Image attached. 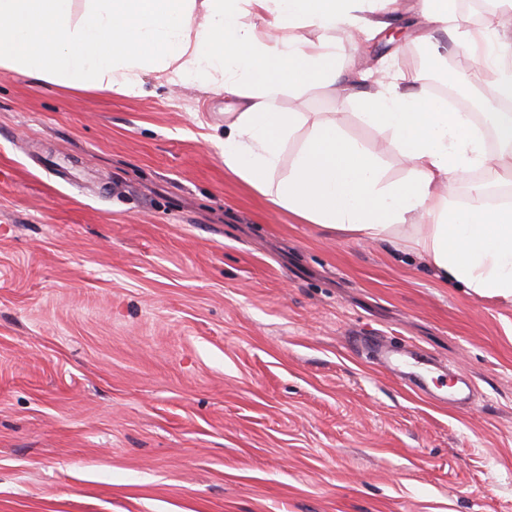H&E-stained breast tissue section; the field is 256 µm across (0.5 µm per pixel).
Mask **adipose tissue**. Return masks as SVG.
Masks as SVG:
<instances>
[{
	"label": "adipose tissue",
	"mask_w": 512,
	"mask_h": 512,
	"mask_svg": "<svg viewBox=\"0 0 512 512\" xmlns=\"http://www.w3.org/2000/svg\"><path fill=\"white\" fill-rule=\"evenodd\" d=\"M73 0H0V68L76 88L131 90L162 71L169 84L205 83L234 98L224 131V165L274 205L359 241L377 242L416 227L409 249L444 282L481 298L512 300V206L449 200L457 179L480 168L512 176V112L492 116L487 143L473 113L452 112L431 98L416 75L384 67L355 92L336 66L341 32L380 31L399 0H87L74 18ZM250 23H241L242 15ZM422 41L461 34L472 58L496 76L512 99V60L490 18L459 32L449 0H421ZM321 30L318 41L297 29ZM357 94L363 121L387 135L411 175L384 182L378 153L345 136L334 119L285 112L289 88ZM308 134L288 173L276 177L281 148L299 129Z\"/></svg>",
	"instance_id": "1"
}]
</instances>
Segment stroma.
Listing matches in <instances>:
<instances>
[{"label": "stroma", "mask_w": 512, "mask_h": 512, "mask_svg": "<svg viewBox=\"0 0 512 512\" xmlns=\"http://www.w3.org/2000/svg\"><path fill=\"white\" fill-rule=\"evenodd\" d=\"M418 7L337 66L404 72ZM224 105L0 69V512H512V302L270 204L224 166ZM279 105L381 149L357 98ZM476 186L512 199L478 169L454 202Z\"/></svg>", "instance_id": "stroma-1"}]
</instances>
